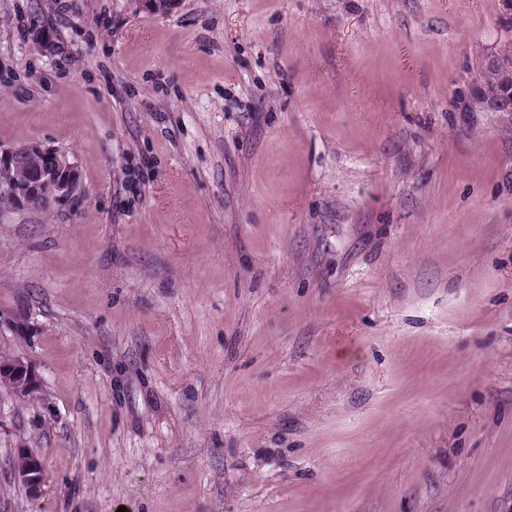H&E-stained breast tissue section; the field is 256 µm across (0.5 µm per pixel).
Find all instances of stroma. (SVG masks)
Wrapping results in <instances>:
<instances>
[{"mask_svg": "<svg viewBox=\"0 0 512 512\" xmlns=\"http://www.w3.org/2000/svg\"><path fill=\"white\" fill-rule=\"evenodd\" d=\"M503 0H0L9 512H512ZM48 30L54 48L36 40ZM39 455L38 498L15 480ZM80 187L76 167L32 143L0 148V206L39 210L73 199ZM0 389L20 401L37 398L42 390V380L32 363L21 356L0 358ZM14 475L17 480L35 497L46 481L45 466L42 459L24 445L14 448L11 458Z\"/></svg>", "mask_w": 512, "mask_h": 512, "instance_id": "stroma-1", "label": "stroma"}]
</instances>
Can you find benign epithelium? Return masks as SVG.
<instances>
[{
  "label": "benign epithelium",
  "mask_w": 512,
  "mask_h": 512,
  "mask_svg": "<svg viewBox=\"0 0 512 512\" xmlns=\"http://www.w3.org/2000/svg\"><path fill=\"white\" fill-rule=\"evenodd\" d=\"M79 187L77 168L39 144L0 148L2 207L12 210L49 208L73 199ZM5 326L21 335L29 331V321L24 314L0 310V329ZM0 389L20 401L33 400L42 390V380L28 359L3 356L0 358ZM11 463L17 480L32 496H37L46 481L42 459L19 444L14 448Z\"/></svg>",
  "instance_id": "7a95c632"
}]
</instances>
